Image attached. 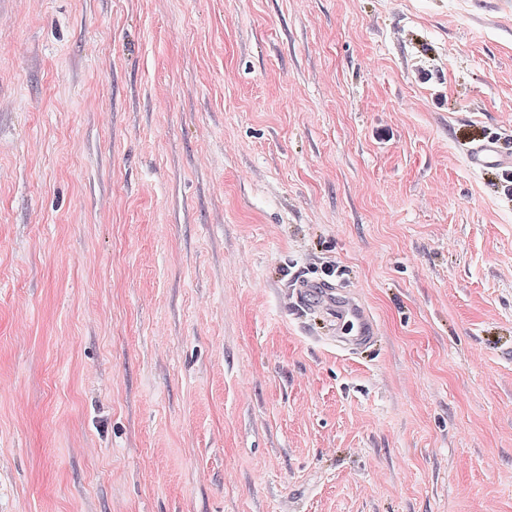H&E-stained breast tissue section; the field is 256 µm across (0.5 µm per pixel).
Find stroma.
Instances as JSON below:
<instances>
[{
	"mask_svg": "<svg viewBox=\"0 0 512 512\" xmlns=\"http://www.w3.org/2000/svg\"><path fill=\"white\" fill-rule=\"evenodd\" d=\"M488 137L512 0H0V512H512ZM467 165L475 172L488 169L512 172V152L504 149L496 139L478 140L467 156ZM295 288H300L298 302L309 301L313 294L319 297L312 310L320 312L335 326L336 342L341 348L352 350L366 346L376 336L375 319L357 299L337 296L335 287L326 283L301 281Z\"/></svg>",
	"mask_w": 512,
	"mask_h": 512,
	"instance_id": "35a3bbf8",
	"label": "stroma"
}]
</instances>
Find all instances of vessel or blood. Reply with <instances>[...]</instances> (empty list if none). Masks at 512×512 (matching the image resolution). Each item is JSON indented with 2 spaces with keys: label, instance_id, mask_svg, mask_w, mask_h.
<instances>
[{
  "label": "vessel or blood",
  "instance_id": "obj_1",
  "mask_svg": "<svg viewBox=\"0 0 512 512\" xmlns=\"http://www.w3.org/2000/svg\"><path fill=\"white\" fill-rule=\"evenodd\" d=\"M467 165L476 172H512V151L504 149L498 140L482 139L471 148ZM313 295L319 298L317 311L335 326L341 348L352 350L372 342L377 334L376 321L357 299L337 296L335 287L326 283L300 282L298 301H308Z\"/></svg>",
  "mask_w": 512,
  "mask_h": 512
}]
</instances>
